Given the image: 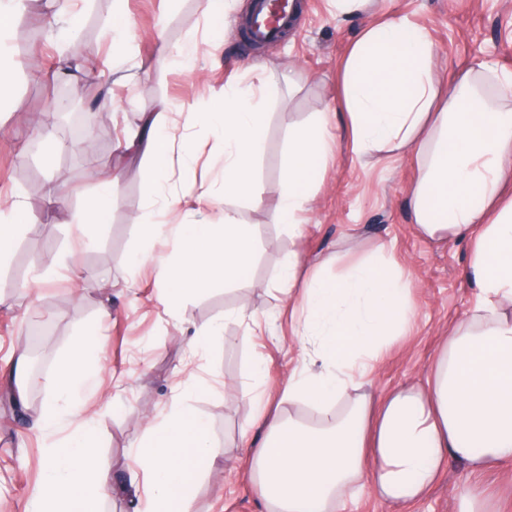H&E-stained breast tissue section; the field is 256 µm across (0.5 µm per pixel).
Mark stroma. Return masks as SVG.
Here are the masks:
<instances>
[{
  "label": "stroma",
  "mask_w": 512,
  "mask_h": 512,
  "mask_svg": "<svg viewBox=\"0 0 512 512\" xmlns=\"http://www.w3.org/2000/svg\"><path fill=\"white\" fill-rule=\"evenodd\" d=\"M225 2L233 23L216 41L209 35L204 0H125L138 62L127 80L113 59L114 0H73L78 23L66 48L55 37L54 0L16 16L40 37L25 55H12V82L0 94V212L20 209L23 222L11 254L0 262V512H30L46 450L70 430L66 420L46 430L36 428L35 420L50 395L49 378L89 325L100 324L105 341L99 386L81 394L76 404L95 430L96 451L113 484L127 480L147 425L177 405L204 418L213 443L226 451L217 468L202 470L194 512H267L246 472L248 453L260 447L263 434L253 421L257 407L244 392L252 387L250 371L259 360L265 367L263 389L271 403H278L300 363L299 343L291 333L294 303L279 281L289 253H298L302 271L321 267L332 275L337 257L373 255L384 244L414 278L417 314L377 363L370 377L376 394L424 379L450 324L477 301L478 290L467 276L468 244L429 240L415 228V153L357 162L345 148L339 158L328 159L312 187L298 237L289 235L279 215L282 159L290 131L316 113L338 108L339 70L353 42L374 21L404 16L427 29L435 42L434 69L443 82L457 81L482 62L512 76V0H377L372 12L349 15L336 14L331 0H300L289 34L255 49L245 43L240 25L250 0ZM163 43L183 49L179 62L160 58ZM260 77L271 87L256 171L260 200L229 203L240 221L255 229L252 284L219 283L168 311L158 300L162 285L154 264H133L143 246L140 222L152 185L148 157L128 150L125 136L142 129L145 116L167 103L168 125L200 143L195 163L172 168L167 187L179 195L181 206L168 221L190 222L204 211L219 220L221 209L208 207L209 196L222 191L215 141L203 127L185 128L181 111L190 104L210 110L225 84L246 87ZM76 86L85 108L112 99L114 110L103 114L108 146L89 151L55 129L38 151H29L32 117L46 113L60 89ZM103 171L119 178L111 218L98 229L95 244L83 248L75 217L94 202ZM67 254L72 263L51 281L36 283L49 257ZM104 308L112 317L102 324L98 315ZM239 308L264 321L263 331L246 343L240 340L242 325L224 318ZM219 319L223 337L214 339L202 357L189 360L196 331ZM40 320L51 326L42 340L47 365L26 383L27 400L7 402L6 390L17 385L15 362L29 355L35 342L26 330ZM227 383L236 386V394L224 392ZM470 483L493 494L499 512H512V463L474 474L453 458L408 512H458L454 490Z\"/></svg>",
  "instance_id": "stroma-1"
}]
</instances>
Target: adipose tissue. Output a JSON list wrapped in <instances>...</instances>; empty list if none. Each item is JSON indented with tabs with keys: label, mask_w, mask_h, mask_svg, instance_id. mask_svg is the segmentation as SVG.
Wrapping results in <instances>:
<instances>
[{
	"label": "adipose tissue",
	"mask_w": 512,
	"mask_h": 512,
	"mask_svg": "<svg viewBox=\"0 0 512 512\" xmlns=\"http://www.w3.org/2000/svg\"><path fill=\"white\" fill-rule=\"evenodd\" d=\"M429 32L402 17L366 28L340 70L343 106L318 113L288 136L279 213L301 230L310 188L334 154L331 128L350 135L360 158L411 150L421 177L412 191L418 232L429 238L469 241V276L479 291L459 316L420 384L401 385L380 398L360 393L372 364L403 336L414 318L415 284L395 262L351 260L336 278L304 276L289 260L280 282L301 309L293 333L314 344L319 371L294 369L282 389L288 404L305 403L313 419L258 413L263 443L248 468L263 489L269 512H340L346 499L368 489L391 512L422 498L447 458L477 473L512 461V82L497 102L482 92L495 79L487 66L468 70L455 84L440 85L433 69ZM265 85H229L218 108L198 113L221 139L224 197L257 201L256 168L265 139ZM147 137L130 135L128 147L144 148L157 191L142 226L150 239L165 238L173 251L156 261L161 304L180 302L217 282L248 286L254 232L235 213L221 222L170 224L180 199L167 191L173 162H193L187 136H176L164 112L146 118ZM103 346L97 329L74 341L51 377V397L38 425L69 419L64 442L49 448L44 479L33 495L35 512H99L114 487L93 450L95 435L71 400L92 386ZM223 454L205 422L184 409L150 422L138 451L139 468L122 492L145 490L144 512H192L199 465Z\"/></svg>",
	"instance_id": "ef3b65f1"
}]
</instances>
